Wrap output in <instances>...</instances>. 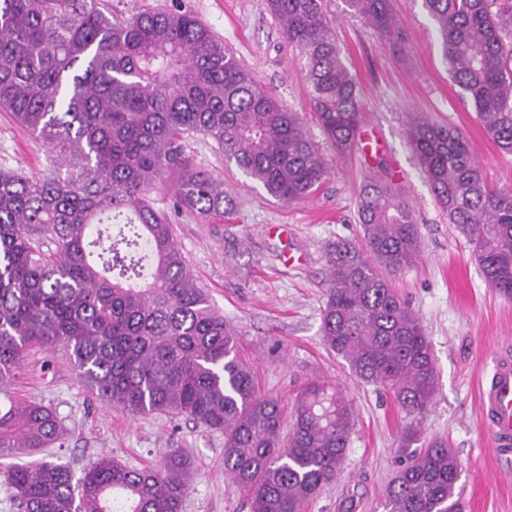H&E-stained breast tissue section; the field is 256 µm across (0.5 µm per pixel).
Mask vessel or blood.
<instances>
[{
  "label": "vessel or blood",
  "mask_w": 512,
  "mask_h": 512,
  "mask_svg": "<svg viewBox=\"0 0 512 512\" xmlns=\"http://www.w3.org/2000/svg\"><path fill=\"white\" fill-rule=\"evenodd\" d=\"M481 409L494 453L512 455V350L497 353L491 379L481 389Z\"/></svg>",
  "instance_id": "b4317fda"
}]
</instances>
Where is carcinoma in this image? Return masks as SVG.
<instances>
[{"label": "carcinoma", "instance_id": "1", "mask_svg": "<svg viewBox=\"0 0 512 512\" xmlns=\"http://www.w3.org/2000/svg\"><path fill=\"white\" fill-rule=\"evenodd\" d=\"M343 3L382 38L397 37L392 0ZM424 3L452 80L499 150L512 154V0ZM266 8L305 59L322 134L336 156L351 155L359 90L321 0H266ZM0 110L65 169L43 181L0 169V451L32 454L63 440L52 409L11 393L27 351L61 343L106 404L224 433V474L249 512H302L341 472L352 404L310 381L283 430L281 402L260 392L151 193L167 184L174 212L224 213V183L186 152L187 137L200 134L272 198L306 200L329 168L303 119L194 13L123 18L101 0H0ZM408 140L486 282L512 298V191L488 184L455 129L416 116ZM357 217L364 246L336 244L323 340L355 379L420 415L437 388L431 348L387 278L417 262L418 227L391 185L376 179L361 191ZM461 472L442 442L410 452L385 490L387 512H462ZM5 477L19 512H182L193 471L173 450L158 466L101 456L77 478L42 459L15 464Z\"/></svg>", "mask_w": 512, "mask_h": 512}]
</instances>
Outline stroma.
I'll list each match as a JSON object with an SVG mask.
<instances>
[{"label":"stroma","mask_w":512,"mask_h":512,"mask_svg":"<svg viewBox=\"0 0 512 512\" xmlns=\"http://www.w3.org/2000/svg\"><path fill=\"white\" fill-rule=\"evenodd\" d=\"M181 4L288 110L311 119L303 61L284 43L266 0ZM322 7L358 83L362 128L376 138L377 151L359 148L340 158L322 143L330 166L326 182L308 200L287 206L226 165L211 140L192 138L188 153L197 168L223 182L231 210L206 219L174 216L176 239L199 286L236 328L238 352L251 362L263 393L290 411L303 384L319 379L341 385L352 403L355 426L343 470L302 512H341L345 503L353 512H386L385 489L410 418L389 394L354 379L347 363L325 347L321 325L329 249L339 240L358 241L356 207L369 180L393 181L421 241L419 261L394 274L393 282L425 330L438 374L435 400L419 420L420 437L445 442L459 458L464 512H512V459L491 451L479 403L496 353L512 345V298L486 283L466 239L449 224L420 170L407 126L419 114L461 132L487 181L500 189H512V155L498 150L451 79L423 0H394L395 43L345 13L342 0H322ZM0 168L42 179L57 165L41 141L0 112ZM13 396L55 411L64 444L43 456L68 465L74 475L101 455L145 467L182 448L194 470L182 512H248L224 475L222 432L181 416H134L99 402L78 378L65 345L30 350Z\"/></svg>","instance_id":"1"}]
</instances>
